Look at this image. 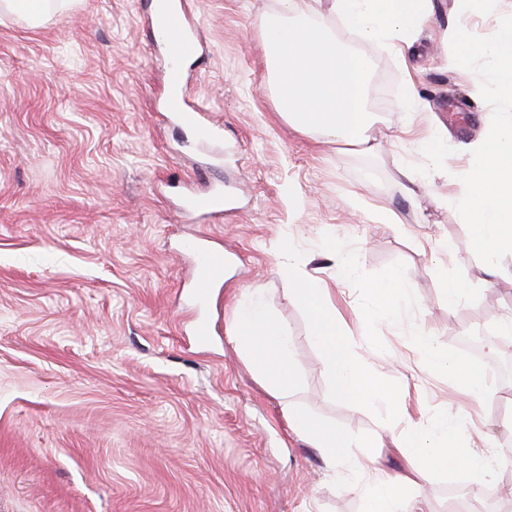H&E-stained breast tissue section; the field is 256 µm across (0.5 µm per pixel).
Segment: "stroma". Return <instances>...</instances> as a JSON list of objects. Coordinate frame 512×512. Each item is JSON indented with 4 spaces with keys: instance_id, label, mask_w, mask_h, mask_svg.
Returning a JSON list of instances; mask_svg holds the SVG:
<instances>
[{
    "instance_id": "35a3bbf8",
    "label": "stroma",
    "mask_w": 512,
    "mask_h": 512,
    "mask_svg": "<svg viewBox=\"0 0 512 512\" xmlns=\"http://www.w3.org/2000/svg\"><path fill=\"white\" fill-rule=\"evenodd\" d=\"M196 4L208 58L187 87L224 123L220 159L161 121L165 77L150 65L160 49L145 0H69L37 25L0 10V512H364V478L330 470L289 427L292 410L381 440L369 454L394 473L412 467L393 444L410 420L447 416L459 447L480 444L483 487L512 498V418L499 414L512 378L488 372L512 365L497 338L512 316V255L492 269L463 247L454 198L491 109L451 51L455 26L486 36L512 0L493 15L477 0H430L402 57L331 21L334 38L372 65V152L303 133L275 111L261 24L280 0ZM203 163L238 184L241 207L185 223L174 204L184 186L205 188ZM407 170L419 176L410 197ZM200 233L234 255L205 347L187 332L191 261L180 250ZM289 241L351 351L405 396L406 412L335 395L306 309L277 273ZM392 272L410 295L390 313L369 299ZM451 280L468 289L454 304ZM256 302L292 340L298 381L285 398L235 340L238 311ZM483 328L476 358L459 339ZM419 333L486 372L491 394L471 397L460 378L423 365ZM473 484L436 469L421 494L429 512H449Z\"/></svg>"
}]
</instances>
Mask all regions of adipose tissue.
<instances>
[{
    "instance_id": "ef3b65f1",
    "label": "adipose tissue",
    "mask_w": 512,
    "mask_h": 512,
    "mask_svg": "<svg viewBox=\"0 0 512 512\" xmlns=\"http://www.w3.org/2000/svg\"><path fill=\"white\" fill-rule=\"evenodd\" d=\"M332 8L345 27L393 49L428 14L425 0H333ZM295 251L293 243L283 246L278 272L284 277L286 292L301 298L306 306L335 394L349 402L372 403L383 392L382 373L351 353L336 326L335 310L321 303V287L300 270ZM237 324L240 343L262 364L271 390L287 394L296 375L290 360L291 338L285 328L259 305L241 309ZM415 346L428 366L461 378L470 395L481 397L488 393L489 386L482 372L441 356L427 336L417 335ZM288 422L292 430L307 437L319 449L328 465L339 464L355 474L368 475L370 486L365 492V512H423L418 486L431 469L463 471L478 482L487 474L480 451L457 448L453 428L444 415L413 422V432L405 437L402 445L422 465L413 475L401 478L371 469L369 456L355 451V442L349 434L323 427L311 415L295 411L289 414Z\"/></svg>"
}]
</instances>
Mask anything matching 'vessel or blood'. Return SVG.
<instances>
[{
	"label": "vessel or blood",
	"instance_id": "b4317fda",
	"mask_svg": "<svg viewBox=\"0 0 512 512\" xmlns=\"http://www.w3.org/2000/svg\"><path fill=\"white\" fill-rule=\"evenodd\" d=\"M149 11L158 32V41L165 54L163 63L168 70L172 93L165 110L176 125L189 132L194 144H214L224 140V127L214 120L200 97L183 89L184 67L197 64L204 56L203 26L198 17L195 0H150ZM232 201L223 185H214L207 191L189 193L182 199L184 214L214 221L224 216V209ZM193 260V281L189 298L197 305H205L224 278V251L201 236L182 245Z\"/></svg>",
	"mask_w": 512,
	"mask_h": 512
}]
</instances>
